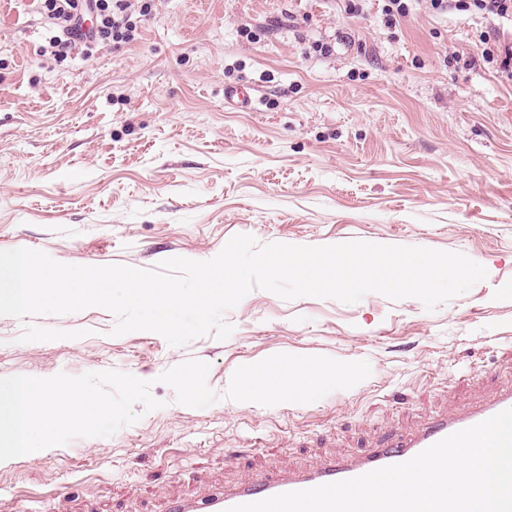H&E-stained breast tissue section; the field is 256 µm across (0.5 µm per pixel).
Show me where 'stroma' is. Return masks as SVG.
<instances>
[{
	"instance_id": "1",
	"label": "stroma",
	"mask_w": 512,
	"mask_h": 512,
	"mask_svg": "<svg viewBox=\"0 0 512 512\" xmlns=\"http://www.w3.org/2000/svg\"><path fill=\"white\" fill-rule=\"evenodd\" d=\"M380 10L156 0L135 41L59 62L30 0H0V250L151 269L212 259L248 234L459 252L487 270L431 312L375 292L345 304L256 289L225 313L229 338L183 347L112 335L100 307L2 316L0 377L117 370L152 381L163 406L0 464V512H162L259 472L361 454L512 386V83L479 42L511 38L512 19L415 9L389 28ZM230 85L252 87L256 111L226 109ZM277 353L372 373L308 404L224 399L236 368ZM190 359L208 364L221 401L187 407L159 382Z\"/></svg>"
}]
</instances>
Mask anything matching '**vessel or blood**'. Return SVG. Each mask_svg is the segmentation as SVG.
Returning <instances> with one entry per match:
<instances>
[{
    "label": "vessel or blood",
    "mask_w": 512,
    "mask_h": 512,
    "mask_svg": "<svg viewBox=\"0 0 512 512\" xmlns=\"http://www.w3.org/2000/svg\"><path fill=\"white\" fill-rule=\"evenodd\" d=\"M224 102L251 110L255 107V96L249 87L229 86L224 90ZM509 408H512V389L500 392L485 403L430 419L416 431L392 432L386 443L365 454L338 455L320 460L306 469H288L275 475L259 473L238 486L209 490L170 502L164 512H227L228 508L236 505L354 478L378 468L406 462L443 438Z\"/></svg>",
    "instance_id": "1"
}]
</instances>
